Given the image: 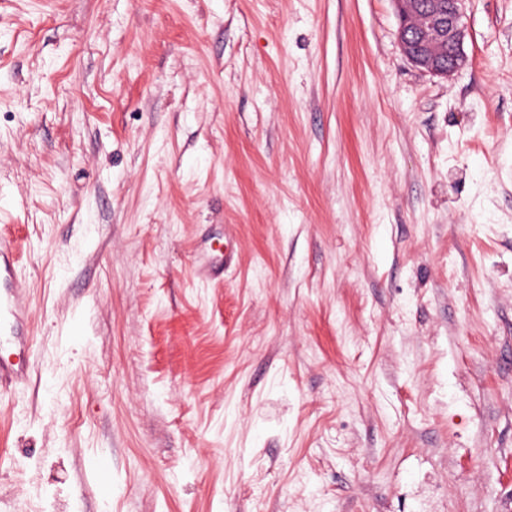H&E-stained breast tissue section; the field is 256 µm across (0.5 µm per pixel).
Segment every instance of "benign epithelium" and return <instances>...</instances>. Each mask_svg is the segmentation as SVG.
Here are the masks:
<instances>
[{
    "instance_id": "1",
    "label": "benign epithelium",
    "mask_w": 512,
    "mask_h": 512,
    "mask_svg": "<svg viewBox=\"0 0 512 512\" xmlns=\"http://www.w3.org/2000/svg\"><path fill=\"white\" fill-rule=\"evenodd\" d=\"M397 39L405 57L421 70L447 79L467 64L465 0H393Z\"/></svg>"
}]
</instances>
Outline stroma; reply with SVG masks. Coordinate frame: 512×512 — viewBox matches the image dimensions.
<instances>
[{
	"label": "stroma",
	"instance_id": "obj_1",
	"mask_svg": "<svg viewBox=\"0 0 512 512\" xmlns=\"http://www.w3.org/2000/svg\"><path fill=\"white\" fill-rule=\"evenodd\" d=\"M464 22L441 79L392 0H0V512H512V0ZM16 258L10 240L0 237V335L19 336L18 326L29 321V299L17 288ZM0 336V347L2 338Z\"/></svg>",
	"mask_w": 512,
	"mask_h": 512
}]
</instances>
